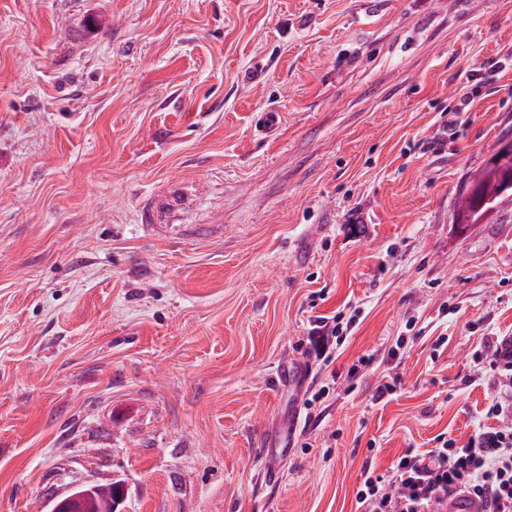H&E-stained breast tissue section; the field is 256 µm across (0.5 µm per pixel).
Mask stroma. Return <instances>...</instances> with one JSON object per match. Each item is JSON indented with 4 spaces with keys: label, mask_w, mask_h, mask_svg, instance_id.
Masks as SVG:
<instances>
[{
    "label": "stroma",
    "mask_w": 512,
    "mask_h": 512,
    "mask_svg": "<svg viewBox=\"0 0 512 512\" xmlns=\"http://www.w3.org/2000/svg\"><path fill=\"white\" fill-rule=\"evenodd\" d=\"M510 141L512 0H0V512H356L467 440L512 199L454 212ZM353 320L343 323L340 314L318 316L310 329L308 353L314 361L328 365L335 358L336 350L344 344ZM95 490L94 485H77L63 497H55L49 512H83L87 500Z\"/></svg>",
    "instance_id": "35a3bbf8"
}]
</instances>
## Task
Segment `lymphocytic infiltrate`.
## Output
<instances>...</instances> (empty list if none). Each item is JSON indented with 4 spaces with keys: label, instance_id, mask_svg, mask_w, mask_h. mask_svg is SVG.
<instances>
[{
    "label": "lymphocytic infiltrate",
    "instance_id": "lymphocytic-infiltrate-1",
    "mask_svg": "<svg viewBox=\"0 0 512 512\" xmlns=\"http://www.w3.org/2000/svg\"><path fill=\"white\" fill-rule=\"evenodd\" d=\"M349 328L342 315L316 317L309 355L331 363ZM481 345L477 370L496 381L485 414L498 426H477L466 442L448 438L425 454L408 449L390 480L365 471L356 493L359 512H440L464 492L480 498L485 512H512V350L496 336Z\"/></svg>",
    "mask_w": 512,
    "mask_h": 512
}]
</instances>
